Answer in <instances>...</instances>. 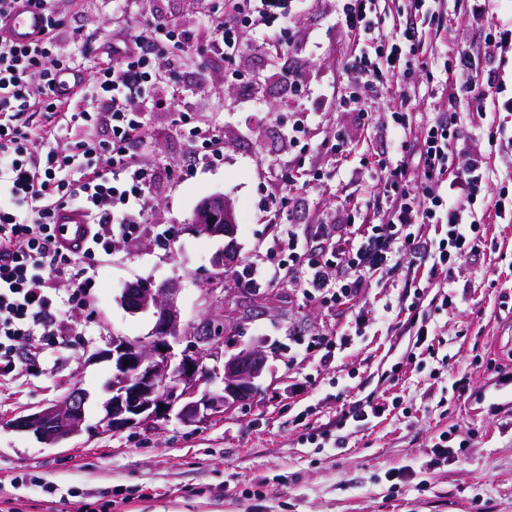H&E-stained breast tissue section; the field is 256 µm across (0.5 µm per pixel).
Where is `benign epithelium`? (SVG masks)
Wrapping results in <instances>:
<instances>
[{
  "label": "benign epithelium",
  "mask_w": 512,
  "mask_h": 512,
  "mask_svg": "<svg viewBox=\"0 0 512 512\" xmlns=\"http://www.w3.org/2000/svg\"><path fill=\"white\" fill-rule=\"evenodd\" d=\"M193 228L199 235L227 239L216 263L224 267L238 258L235 240L237 224L231 207L222 195L204 199L196 208ZM179 288L173 283L157 288L133 284L126 289L123 302L131 312L154 309L157 317L153 335L134 343L122 336L112 337L113 372L98 428L117 432L135 426H148L175 415L187 425H199L253 400L259 393L258 381L269 362V355L259 342L242 345L232 335L239 322L224 331L213 329L214 317H204L193 331L180 333ZM204 299L239 312L240 301L226 293L224 283L214 282L203 289ZM231 344L236 352L220 349ZM185 344L180 352L177 344ZM129 364H124V361ZM221 380L217 390L200 389L201 384ZM88 394L80 389L64 401L38 412L22 416L9 427L31 432L48 445L76 437L83 432Z\"/></svg>",
  "instance_id": "obj_1"
}]
</instances>
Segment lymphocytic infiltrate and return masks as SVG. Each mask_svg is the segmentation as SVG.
I'll return each mask as SVG.
<instances>
[{"mask_svg":"<svg viewBox=\"0 0 512 512\" xmlns=\"http://www.w3.org/2000/svg\"><path fill=\"white\" fill-rule=\"evenodd\" d=\"M43 12L45 29L34 42L16 44L0 35V367L15 369L24 351L36 350L65 328V310L91 304L90 288L117 239L131 238L143 220L157 177L155 165L136 159L130 147L145 134L132 117L134 102L159 106L152 94L150 63H178L191 31L174 24L148 22L113 38L108 61L88 67L94 42H81L75 53H60L55 31L61 25L60 0H29ZM458 22L485 32L486 51L458 50L447 78L460 82L473 112H512V95L493 83V56L512 54V23L497 20L496 0H465ZM288 0H223L211 20L207 54L235 65L245 50L243 32L260 47H284L288 40ZM336 24L352 39L343 60L347 91L338 104L362 110V91L385 101L401 139L398 155L378 161V182L393 199L384 222L361 233L337 237L332 224L318 231L329 249L307 252L296 234L288 236L289 258L299 267V282L309 294L338 288L351 296L373 276L412 256L428 280L447 281L451 271L479 251L480 225L512 220V192L486 193L490 155L467 153L462 166L458 134L438 115L419 128L407 122L409 95L391 96L392 87L422 66L448 28L445 0H407L400 19L384 28L377 0H341ZM82 74L89 103L61 98L56 76ZM53 113L56 123L42 128L24 120L35 108ZM112 132L97 142L94 130ZM41 150L29 151L32 142ZM64 206L83 210L89 237L82 248L65 249L55 234V216ZM442 224L438 243L423 239L422 225ZM72 284L64 305L50 295L54 281Z\"/></svg>","mask_w":512,"mask_h":512,"instance_id":"1","label":"lymphocytic infiltrate"}]
</instances>
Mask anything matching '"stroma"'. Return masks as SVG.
I'll return each instance as SVG.
<instances>
[{
  "instance_id": "obj_1",
  "label": "stroma",
  "mask_w": 512,
  "mask_h": 512,
  "mask_svg": "<svg viewBox=\"0 0 512 512\" xmlns=\"http://www.w3.org/2000/svg\"><path fill=\"white\" fill-rule=\"evenodd\" d=\"M69 19L59 46L78 39L108 44L113 29L139 28L157 19L207 37L200 0H132L113 13L112 0H68ZM335 0H305L291 29L296 47L265 53L249 47L242 69L255 83L247 97L223 63H201L195 47L176 72L161 71L157 97L178 96L196 125L224 130V157L208 164L191 157L176 113H141L146 137L133 150L156 163L159 177L135 238L118 241L91 293L90 308L73 311L64 343L29 356L21 369L0 373V512H512V395L496 397L498 377L512 373V223L480 227L483 245L474 261L452 273L455 302L441 306L437 284L414 278L405 266L375 276L356 298L338 303L309 297L296 280L268 286L262 270L288 257L286 238L266 222L271 183L322 167V180L295 184L300 206L288 222L300 238L314 236L333 212L356 224L379 223L390 200L375 186L378 212L355 210L371 173L365 160L397 150L388 112L371 121L339 108L322 116L312 100L343 91L341 60L351 41L336 24ZM466 41L448 31L447 50L411 81L413 113H456L459 137L482 150L487 137L512 135V112L469 116L445 88L443 63ZM302 63L301 88L288 91L282 75ZM307 135L288 141L295 125ZM222 194L235 211L239 257L223 274L224 286L244 301L264 299L238 334L277 351L260 381L261 395L200 425L177 419L151 428L99 432L113 364L112 337L151 336L153 311L130 312L123 292L136 282L178 283L184 328L205 311L203 290L218 275L213 265L224 241L196 234L192 219L206 197ZM369 325L349 346L337 334L358 312ZM429 314L430 348H419L410 329ZM85 390L86 432L56 445L9 429V421ZM369 400L381 417L337 429L344 404ZM447 433L454 458L433 461V446ZM330 437L325 446L313 434ZM402 477H393V470Z\"/></svg>"
}]
</instances>
